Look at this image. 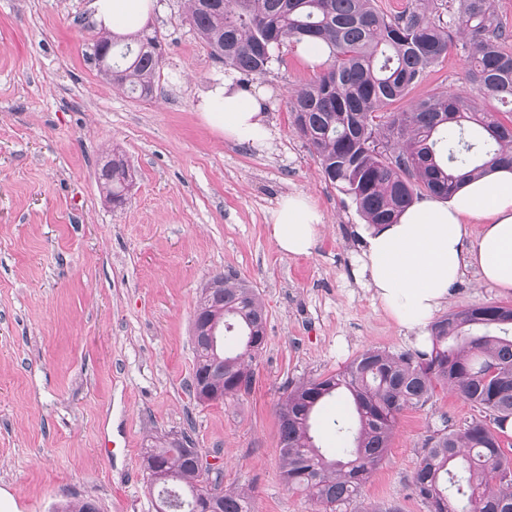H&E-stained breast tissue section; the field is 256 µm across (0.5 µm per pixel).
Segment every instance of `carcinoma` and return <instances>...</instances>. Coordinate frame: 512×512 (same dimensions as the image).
<instances>
[{"instance_id": "carcinoma-1", "label": "carcinoma", "mask_w": 512, "mask_h": 512, "mask_svg": "<svg viewBox=\"0 0 512 512\" xmlns=\"http://www.w3.org/2000/svg\"><path fill=\"white\" fill-rule=\"evenodd\" d=\"M207 10L187 0V12L211 57L250 76H262L286 42H325V69L288 102L291 123L319 160L324 180L349 195L374 226L392 224L423 193L451 196L465 179L489 167L512 170V31L495 0H449V20L414 0L396 14L374 0H220ZM462 43L469 82L485 98L509 107L508 117L479 109L458 92H434L401 112L388 108ZM158 34L112 36L113 86L146 99L160 65ZM105 198L125 191V163L112 158V175L99 181ZM199 307L219 324L216 345L195 348L193 375L225 398L252 386L251 363L265 343L267 316L245 281L219 273L202 285ZM447 387L487 419H473L429 436L411 480L428 512H512V458L501 431L512 418V307L463 308L430 325V349L399 354L368 349L343 370L304 381L286 392L278 409L282 476L323 512L357 501L385 459L398 416L425 405L436 386ZM344 396L355 423L338 427L342 447L325 456L315 419ZM146 454L165 479L158 497L167 512H195L198 449L186 433L159 439ZM222 512H253L251 496L222 493Z\"/></svg>"}]
</instances>
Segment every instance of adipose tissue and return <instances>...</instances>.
Segmentation results:
<instances>
[{"label": "adipose tissue", "mask_w": 512, "mask_h": 512, "mask_svg": "<svg viewBox=\"0 0 512 512\" xmlns=\"http://www.w3.org/2000/svg\"><path fill=\"white\" fill-rule=\"evenodd\" d=\"M154 0H94L100 27L132 33L142 28ZM264 94H244L224 77L203 96V117L226 140L266 147L273 139ZM479 220V238L469 239L468 223ZM324 215L305 194L282 197L270 213V231L281 251L306 254L318 240ZM512 290V170L495 169L467 181L451 199L427 196L395 223L368 236L359 272L373 295L400 326L415 331L425 345V329L448 300L464 268Z\"/></svg>", "instance_id": "obj_1"}]
</instances>
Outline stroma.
<instances>
[{"label": "stroma", "mask_w": 512, "mask_h": 512, "mask_svg": "<svg viewBox=\"0 0 512 512\" xmlns=\"http://www.w3.org/2000/svg\"><path fill=\"white\" fill-rule=\"evenodd\" d=\"M92 0H0V491L9 512H56L94 501L99 512H155L144 448L187 432L218 459L224 486L255 512H319L281 476L277 408L287 388L336 373L369 348L414 349L357 275L369 231L351 198L327 183L294 130L288 96L317 75L294 43L261 78L238 86L268 96L265 148L224 140L198 103L223 63L186 19L184 0H155L165 44L157 89L142 100L102 80L90 57ZM456 91L483 110L453 47L407 96ZM119 147L133 179L125 206L105 202L97 173ZM303 193L324 214L306 255L269 233L282 196ZM218 273L255 288L266 342L249 391L203 404L190 393L191 326L203 283ZM512 306V292L466 268L443 313ZM436 388L398 418L387 456L356 503L427 512L410 489L419 452L442 422L477 418Z\"/></svg>", "instance_id": "stroma-1"}]
</instances>
